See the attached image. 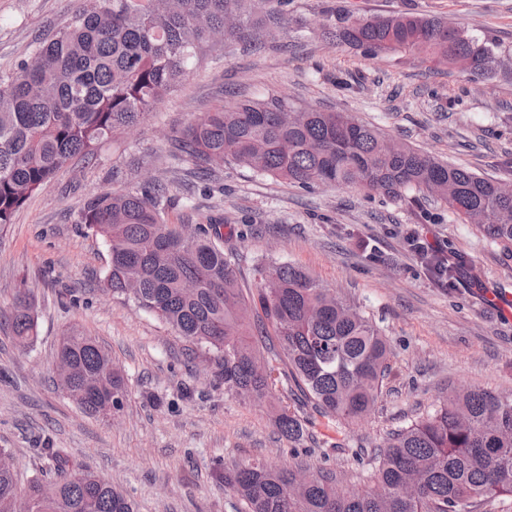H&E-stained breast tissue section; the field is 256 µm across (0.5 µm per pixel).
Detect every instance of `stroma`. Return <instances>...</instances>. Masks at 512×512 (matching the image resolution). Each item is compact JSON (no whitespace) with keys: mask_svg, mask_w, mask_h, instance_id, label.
Segmentation results:
<instances>
[{"mask_svg":"<svg viewBox=\"0 0 512 512\" xmlns=\"http://www.w3.org/2000/svg\"><path fill=\"white\" fill-rule=\"evenodd\" d=\"M85 0H0V76L29 58L82 10ZM418 13L444 19L512 50V0H291L276 49L208 48L186 78L141 123L74 160L0 228V307L28 286L37 338L21 347L0 326V448L20 483L51 471L44 447L105 477L137 512H241L215 469L256 459L303 462L360 487L365 460L388 434L465 385L512 394V250L455 220L439 200L391 201L356 188L306 190L224 165L206 190L187 191L191 164L174 163L171 140L212 107L284 95L322 111L348 112L418 150L512 184V76L475 82L410 56L368 57L322 28L355 14ZM169 180L171 224L224 220V250L242 288L261 264L290 262L364 311L387 336L390 373L372 413L357 422L321 417L284 375L256 405L224 387L213 357L193 351L154 314L105 289L106 242L74 218L91 194L134 185L140 174ZM455 249L462 275L434 283L410 251L408 234ZM95 336L121 366L130 397L109 422L83 414L53 378L59 339L70 328ZM306 426L299 457L275 426L280 408Z\"/></svg>","mask_w":512,"mask_h":512,"instance_id":"35a3bbf8","label":"stroma"}]
</instances>
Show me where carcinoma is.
<instances>
[{
  "mask_svg": "<svg viewBox=\"0 0 512 512\" xmlns=\"http://www.w3.org/2000/svg\"><path fill=\"white\" fill-rule=\"evenodd\" d=\"M289 0H89L54 39L7 77L0 76V227L12 223L26 199L70 159H91L96 146L137 126L186 76L210 33L235 15L241 26L224 42L250 31L280 29ZM324 38L370 56L412 55L454 68L471 61L469 76L497 68L499 46L434 17H346ZM296 103L277 95L221 106L190 122L173 157L201 171L224 164L304 188L354 187L401 200L437 191L458 220L471 219L492 243L512 246V195L497 182L431 157L349 112L314 109L282 114ZM169 188L159 178L133 190L90 195L77 213L109 246L106 280L112 294L133 301L178 335L211 354L224 387L263 404L274 379L256 373L257 340L272 336L277 356L303 395L331 420L357 421L374 410L390 371V347L373 321L286 262L261 266L256 292L240 287L224 255L221 225L168 224ZM14 339L34 342L31 291L19 288L0 310ZM57 358L73 377L66 396L85 414L106 419L129 390L122 368L95 337L72 329ZM296 445L305 427L296 414L275 418ZM53 462L57 494L42 498L43 479L20 486L0 471V512H135L111 482L70 462L60 448H41ZM311 477L294 484L297 471ZM218 482L245 512H468L481 498L512 496V395L460 387L425 416L392 433L370 458L364 487L346 488L336 475L301 466L273 468L261 460L219 470Z\"/></svg>",
  "mask_w": 512,
  "mask_h": 512,
  "instance_id": "1",
  "label": "carcinoma"
}]
</instances>
